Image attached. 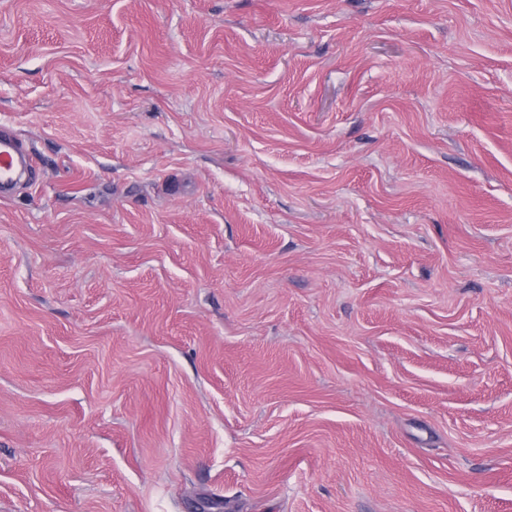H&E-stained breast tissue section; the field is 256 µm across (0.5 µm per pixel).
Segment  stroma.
<instances>
[{
	"instance_id": "obj_1",
	"label": "stroma",
	"mask_w": 512,
	"mask_h": 512,
	"mask_svg": "<svg viewBox=\"0 0 512 512\" xmlns=\"http://www.w3.org/2000/svg\"><path fill=\"white\" fill-rule=\"evenodd\" d=\"M0 512H512V0H0ZM33 168V158L21 142L11 136L0 135V190L8 192L18 175Z\"/></svg>"
}]
</instances>
